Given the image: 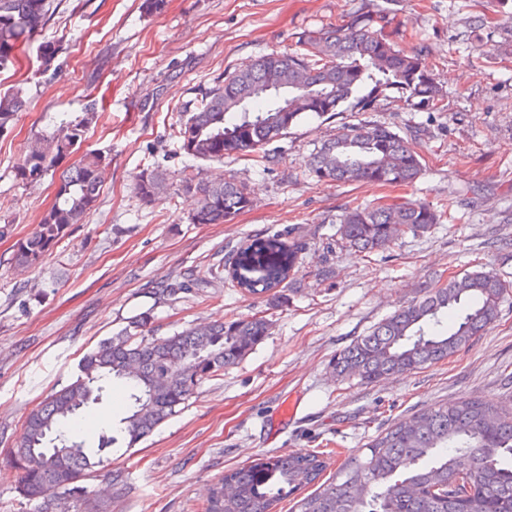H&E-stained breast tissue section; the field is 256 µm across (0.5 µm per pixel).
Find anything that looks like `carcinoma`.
Here are the masks:
<instances>
[{"label": "carcinoma", "mask_w": 512, "mask_h": 512, "mask_svg": "<svg viewBox=\"0 0 512 512\" xmlns=\"http://www.w3.org/2000/svg\"><path fill=\"white\" fill-rule=\"evenodd\" d=\"M52 0H0V65L42 31ZM366 89L362 109L394 89L421 105H436L439 87L413 52L395 47L373 18L327 24L310 31L286 53H271L247 69L224 72V80L183 111L180 149L196 160L245 156L256 166L267 161L265 145L288 134L308 115L336 112ZM14 90L0 91V133L22 111ZM96 113L50 118L49 132L32 146L18 167L22 179L36 180L85 140ZM110 158L92 152L62 172L55 202L34 230L17 245L16 261L39 264L65 229L78 224L98 200ZM309 171L320 182L408 185L422 171L408 140L389 127L370 122L348 126L311 155ZM161 181L142 173L137 182L148 203ZM181 190L198 197L195 224L228 222L251 203L247 185L235 179L206 183L194 174ZM424 202L351 208L340 220L341 239L359 252L382 250L408 233L438 223ZM296 264V251L276 237L259 238L236 254L232 275L250 294L276 288ZM512 295V284L483 268L427 290L399 307L365 336L336 355V372L376 383L435 365L468 346L493 323ZM142 318L103 340L84 358L81 375L54 392L28 417L22 440L6 448L20 470L18 492L39 502L40 512H69L78 482L99 471L116 490L125 473L110 468L119 440L135 446L176 413L205 379L242 359L266 335L265 319L238 318L148 339ZM120 381L127 387L128 411L117 425L98 433L89 448L78 424ZM327 454L270 455L233 469L224 479L239 495L224 500V486L213 490L202 512H273L283 499L289 512H469L479 495L485 512H512V413L492 399L461 397L427 407L394 422L360 452L347 457L328 480ZM312 492H307L308 488Z\"/></svg>", "instance_id": "obj_1"}]
</instances>
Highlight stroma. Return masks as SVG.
<instances>
[{"mask_svg": "<svg viewBox=\"0 0 512 512\" xmlns=\"http://www.w3.org/2000/svg\"><path fill=\"white\" fill-rule=\"evenodd\" d=\"M492 24L476 23L479 14ZM380 18L396 45L417 53L440 87L437 107L397 91L367 110L355 100L308 116L266 147L265 168L233 156L193 160L173 136L183 107L261 55L287 52L328 23ZM56 53L44 58L41 47ZM163 96H155L159 85ZM0 85L25 102L0 134V512H37L18 492L6 449L52 392L74 382L83 356L132 321L154 337L228 318L265 317L267 334L219 375L204 380L152 435L115 449L127 475L100 512H200L231 469L270 453L332 450L328 473L394 421L463 396L512 411V298L490 329L454 356L373 384L337 376L334 359L405 302L479 267L512 281V0H56L25 54L0 68ZM95 104L80 152L111 156L95 210L71 225L42 261L18 265L16 244L53 201L58 177L25 183L17 166L50 116ZM361 121L391 127L420 154L409 186L327 184L308 170L317 146ZM164 180L152 203L142 171ZM235 178L252 203L223 224H194L195 197L180 179ZM425 201L451 217L363 254L338 228L348 208ZM298 250L280 287L244 294L230 266L254 239ZM297 411L285 416V403Z\"/></svg>", "mask_w": 512, "mask_h": 512, "instance_id": "1", "label": "stroma"}]
</instances>
